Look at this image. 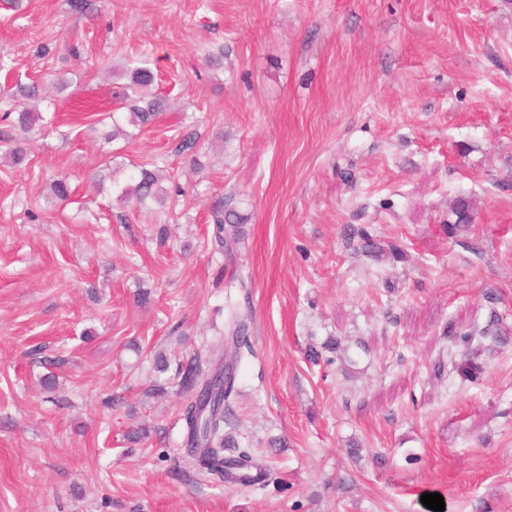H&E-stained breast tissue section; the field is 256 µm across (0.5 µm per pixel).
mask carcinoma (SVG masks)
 I'll use <instances>...</instances> for the list:
<instances>
[{"label": "carcinoma", "instance_id": "obj_1", "mask_svg": "<svg viewBox=\"0 0 512 512\" xmlns=\"http://www.w3.org/2000/svg\"><path fill=\"white\" fill-rule=\"evenodd\" d=\"M127 79L122 92L123 100L127 101L126 111L114 112L109 116L112 122V136L123 133L122 125L144 126L150 123L165 108L166 100L151 93L155 83V73L148 62L141 61L121 72ZM41 88L36 83L15 84L10 93L13 100V112L16 113L15 125L22 130H30L42 125L45 117L42 113L29 107V101L40 97ZM112 186L117 192V199L124 203H133L140 207L147 200H154L162 205L169 199L168 192L161 189L157 175L142 168L136 174L125 176L123 169H112ZM71 197L69 183L64 179H56L51 184V201L66 202ZM213 238L217 245L228 244L239 240L242 225L247 223L248 216L234 208H227L218 203L210 208ZM248 327L240 316L233 318V327L220 343L221 354L219 365L230 363L221 388V403L208 409L202 395L195 393V387L201 383L212 385L209 381L211 372L202 367L198 356L194 355L178 365L176 370L177 385L188 396L183 409V420L186 426L184 446L187 455L198 469L222 480H231L245 486L265 488L270 480V469L251 465L252 457L241 452L235 458L224 456V449L238 447V442L229 434L224 433V424L230 414V399L235 392V369L242 358L243 349L250 348L247 339ZM448 338L466 346L475 356L485 350H492L498 345L509 341V336L498 328L497 320L489 321L481 330L457 334L448 331Z\"/></svg>", "mask_w": 512, "mask_h": 512}]
</instances>
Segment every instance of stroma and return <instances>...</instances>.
Returning a JSON list of instances; mask_svg holds the SVG:
<instances>
[{
  "instance_id": "35a3bbf8",
  "label": "stroma",
  "mask_w": 512,
  "mask_h": 512,
  "mask_svg": "<svg viewBox=\"0 0 512 512\" xmlns=\"http://www.w3.org/2000/svg\"><path fill=\"white\" fill-rule=\"evenodd\" d=\"M0 57L56 108L0 160V512H512V344L435 372L448 327L512 329V0H0ZM143 59L166 108L104 141ZM116 166L174 201L117 202ZM218 202L249 217L220 251ZM235 311L260 491L200 474L186 396L147 394Z\"/></svg>"
}]
</instances>
